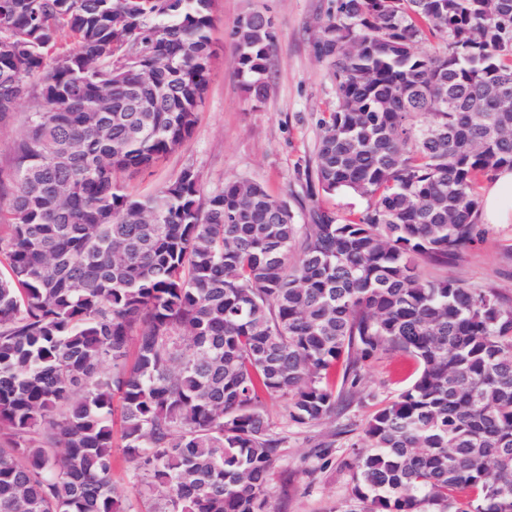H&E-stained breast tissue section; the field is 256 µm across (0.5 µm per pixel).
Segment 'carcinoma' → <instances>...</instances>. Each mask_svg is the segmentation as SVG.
Instances as JSON below:
<instances>
[{
  "instance_id": "obj_1",
  "label": "carcinoma",
  "mask_w": 512,
  "mask_h": 512,
  "mask_svg": "<svg viewBox=\"0 0 512 512\" xmlns=\"http://www.w3.org/2000/svg\"><path fill=\"white\" fill-rule=\"evenodd\" d=\"M213 27L212 0H0V120L32 103L0 170V512H125L118 451L154 512H274L265 398L317 424L389 349L417 370L368 421L364 509L342 512H512V306L425 271L512 168V0H337L308 178L367 199L344 221L297 224L247 179L205 197L191 167L149 196L117 183L192 135ZM232 36L261 103L271 21Z\"/></svg>"
}]
</instances>
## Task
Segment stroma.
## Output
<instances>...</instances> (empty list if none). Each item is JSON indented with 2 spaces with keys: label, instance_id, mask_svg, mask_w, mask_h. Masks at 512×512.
Segmentation results:
<instances>
[{
  "label": "stroma",
  "instance_id": "obj_1",
  "mask_svg": "<svg viewBox=\"0 0 512 512\" xmlns=\"http://www.w3.org/2000/svg\"><path fill=\"white\" fill-rule=\"evenodd\" d=\"M336 0H214L212 37L216 54L204 102L191 137L152 168L118 174L129 191L150 195L187 166L200 175L204 194L234 179L261 184L272 196L286 199L299 224L319 206L348 218L365 208L351 194L310 197L307 173L314 164L318 121L336 106L333 81L316 42L322 19ZM265 12L273 21L268 93L254 105L236 73L231 32L247 9ZM442 274L464 279L474 288L499 289L512 300V223L487 224L480 237L451 258ZM409 383L402 355L387 351L371 360L355 394L345 396L335 418L299 426L289 421L279 397L264 401L274 432L284 436L273 476L276 512H336L352 496L344 465L364 445V428L373 414L396 398Z\"/></svg>",
  "mask_w": 512,
  "mask_h": 512
}]
</instances>
